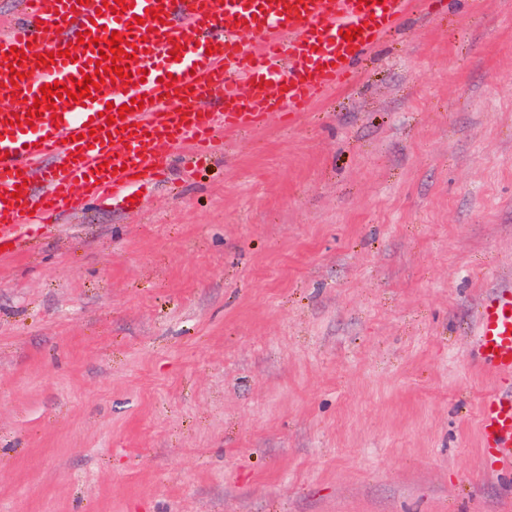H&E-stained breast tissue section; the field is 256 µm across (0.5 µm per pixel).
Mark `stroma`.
I'll use <instances>...</instances> for the list:
<instances>
[{"mask_svg":"<svg viewBox=\"0 0 512 512\" xmlns=\"http://www.w3.org/2000/svg\"><path fill=\"white\" fill-rule=\"evenodd\" d=\"M0 263V512H512L471 329L512 282V0Z\"/></svg>","mask_w":512,"mask_h":512,"instance_id":"obj_1","label":"stroma"}]
</instances>
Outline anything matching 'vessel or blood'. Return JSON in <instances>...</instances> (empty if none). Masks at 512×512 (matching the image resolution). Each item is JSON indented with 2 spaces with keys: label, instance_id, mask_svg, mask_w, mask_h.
Segmentation results:
<instances>
[{
  "label": "vessel or blood",
  "instance_id": "b4317fda",
  "mask_svg": "<svg viewBox=\"0 0 512 512\" xmlns=\"http://www.w3.org/2000/svg\"><path fill=\"white\" fill-rule=\"evenodd\" d=\"M22 0L24 19L0 31V260L17 254L49 222L96 199L127 202L165 177L177 153L200 159L223 134L262 130L303 111L354 72L413 0ZM359 28L353 40L343 31ZM126 40L118 65L130 79L104 81L95 97L56 101L31 120L41 86L94 75L99 42ZM89 33L79 41L80 33ZM252 43H243L241 33ZM78 43L77 60L63 57ZM31 49L15 64L10 48ZM54 53L50 64L37 57ZM215 99L220 111L200 107ZM140 108L107 123V104ZM97 127L84 132L86 123ZM46 167L41 188L32 173ZM476 351L494 374L512 375V286L482 305ZM478 427L503 465H512V390L484 398Z\"/></svg>",
  "mask_w": 512,
  "mask_h": 512
}]
</instances>
